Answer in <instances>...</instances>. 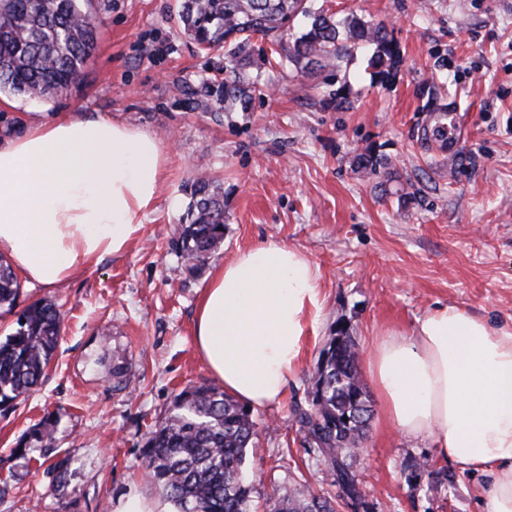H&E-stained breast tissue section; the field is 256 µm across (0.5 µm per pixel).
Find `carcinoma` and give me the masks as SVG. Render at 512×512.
<instances>
[{
    "mask_svg": "<svg viewBox=\"0 0 512 512\" xmlns=\"http://www.w3.org/2000/svg\"><path fill=\"white\" fill-rule=\"evenodd\" d=\"M83 0H0V94L42 100L67 92L81 77L97 41L94 15ZM308 0H179L184 33L204 49H224L232 74L220 90L228 109H249L250 77L245 60L254 39L280 62L305 73L341 63L363 44L374 46L369 66L384 77L399 51L381 23L351 14L342 19ZM187 221L172 247L195 272L224 240V194L209 181L189 186ZM21 285L0 258V312L16 316L14 331L0 341V415L25 400L42 383L61 336V314L51 301L19 307ZM358 345L347 338L336 350L331 337L316 365L307 406L293 409L298 433L315 464L324 468L341 494L307 483L267 499L268 512H338L341 502L364 501L354 462L365 428L345 427L343 417L367 422L371 405L359 373ZM253 411L202 382L175 394L162 420L149 431L139 452L142 469L176 512H255L254 479L245 467L257 434ZM56 421L45 416L12 450L25 463L31 455L49 462L46 475L59 491L70 475L71 459L57 455Z\"/></svg>",
    "mask_w": 512,
    "mask_h": 512,
    "instance_id": "obj_1",
    "label": "carcinoma"
}]
</instances>
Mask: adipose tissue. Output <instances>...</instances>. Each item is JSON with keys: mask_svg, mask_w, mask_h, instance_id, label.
<instances>
[{"mask_svg": "<svg viewBox=\"0 0 512 512\" xmlns=\"http://www.w3.org/2000/svg\"><path fill=\"white\" fill-rule=\"evenodd\" d=\"M167 154L156 136L106 116L28 125L0 141V253L27 283L55 286L123 252L152 209ZM322 292L309 260L283 243L239 250L215 266L195 338L226 393L253 408L282 397ZM368 373L386 419L433 435L460 471L487 479V512H512V331L455 306L388 333Z\"/></svg>", "mask_w": 512, "mask_h": 512, "instance_id": "adipose-tissue-1", "label": "adipose tissue"}]
</instances>
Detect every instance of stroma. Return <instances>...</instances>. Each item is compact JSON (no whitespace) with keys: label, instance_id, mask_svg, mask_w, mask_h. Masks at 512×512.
Masks as SVG:
<instances>
[{"label":"stroma","instance_id":"1","mask_svg":"<svg viewBox=\"0 0 512 512\" xmlns=\"http://www.w3.org/2000/svg\"><path fill=\"white\" fill-rule=\"evenodd\" d=\"M337 16L384 22L400 49L387 78L370 49L340 65L298 73L255 58L248 111L228 112L217 91L224 53L201 50L177 20V0H92L101 25L78 85L52 100L0 96V140L26 124L104 115L155 134L168 156L154 207L121 254L69 282L23 284L21 305L55 302L62 332L48 376L0 416V512H115L128 495L156 490L139 450L184 387L210 380L194 335L211 266L238 250L278 242L319 272L322 325L308 337L284 395L256 409V506L273 490L327 480L306 453L292 409L305 404L319 355L338 324L363 353L385 331L455 306L512 329V0H316ZM344 89L350 108L336 106ZM468 116L454 160L430 153L421 125L431 101ZM371 152L376 172L359 168ZM204 177L224 192V241L188 272L170 247L187 214L186 184ZM126 368L115 377L114 366ZM355 468L368 512H485L483 477L458 471L433 437L386 420L374 385ZM74 474L56 496L42 459L17 466L18 439L46 415ZM427 458L441 478L410 480Z\"/></svg>","mask_w":512,"mask_h":512}]
</instances>
